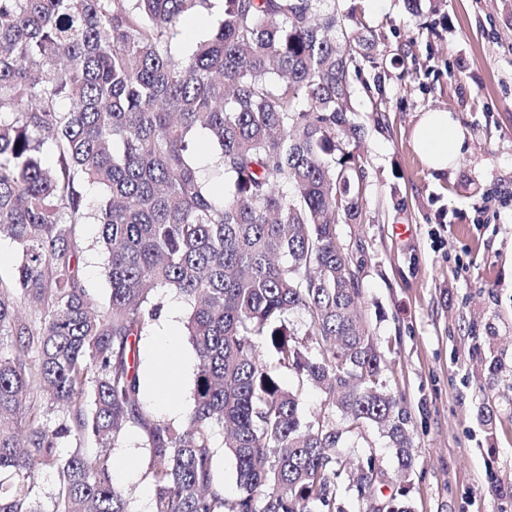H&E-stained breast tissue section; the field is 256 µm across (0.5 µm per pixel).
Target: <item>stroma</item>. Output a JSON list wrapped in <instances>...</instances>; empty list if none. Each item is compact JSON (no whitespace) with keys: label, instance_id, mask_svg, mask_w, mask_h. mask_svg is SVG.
<instances>
[{"label":"stroma","instance_id":"obj_1","mask_svg":"<svg viewBox=\"0 0 512 512\" xmlns=\"http://www.w3.org/2000/svg\"><path fill=\"white\" fill-rule=\"evenodd\" d=\"M356 4L384 79L354 85L366 216L337 224L336 241L365 260L362 310L391 349L386 386L412 417L409 498L415 512H512V0H423L418 14L404 0ZM435 109L451 112L464 142L442 172L411 139ZM98 234L82 225L81 268L103 302ZM130 456L137 476L118 488L144 512L153 485L132 434L111 460Z\"/></svg>","mask_w":512,"mask_h":512}]
</instances>
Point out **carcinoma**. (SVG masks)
<instances>
[{
	"label": "carcinoma",
	"instance_id": "1",
	"mask_svg": "<svg viewBox=\"0 0 512 512\" xmlns=\"http://www.w3.org/2000/svg\"><path fill=\"white\" fill-rule=\"evenodd\" d=\"M221 2L212 31L174 54L213 0H0V236L21 253L0 278V512H129L110 461L129 430L148 449L152 512H345L346 492L373 512H413L397 483L415 464L411 415L383 382L353 255L336 242V224L362 221L348 113L353 78L377 68L374 39L343 0ZM199 130L230 185L220 204L195 163ZM81 181L102 190L95 204ZM89 221L105 303L81 275ZM169 290L190 303L199 359L180 424L141 398L138 342ZM310 385L330 406L314 421L301 410ZM367 425L397 473L371 449L344 464ZM218 433L232 498L215 477ZM86 438L94 449L60 455Z\"/></svg>",
	"mask_w": 512,
	"mask_h": 512
}]
</instances>
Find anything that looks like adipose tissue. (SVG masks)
<instances>
[{"label":"adipose tissue","mask_w":512,"mask_h":512,"mask_svg":"<svg viewBox=\"0 0 512 512\" xmlns=\"http://www.w3.org/2000/svg\"><path fill=\"white\" fill-rule=\"evenodd\" d=\"M412 143L422 162L435 171L452 166L461 153L463 137L451 112L436 110L424 113L412 133ZM179 310L168 305L166 322L154 339L158 355L167 357L165 390L154 393V400L171 416H179L183 405L178 396L180 379L186 367L178 346Z\"/></svg>","instance_id":"obj_1"}]
</instances>
